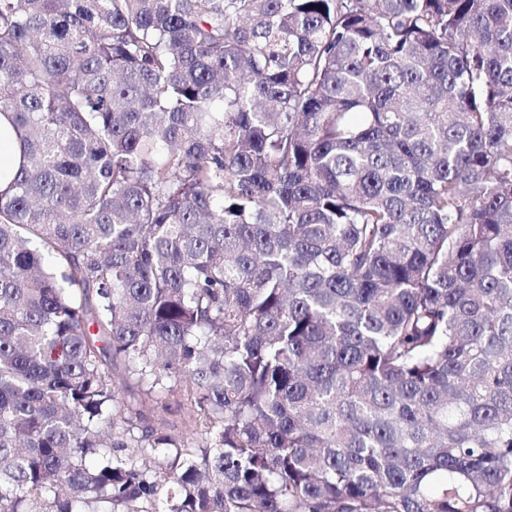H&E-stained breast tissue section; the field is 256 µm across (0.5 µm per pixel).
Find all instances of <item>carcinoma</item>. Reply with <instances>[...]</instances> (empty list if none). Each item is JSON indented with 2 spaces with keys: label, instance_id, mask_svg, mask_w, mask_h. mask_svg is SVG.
<instances>
[{
  "label": "carcinoma",
  "instance_id": "1",
  "mask_svg": "<svg viewBox=\"0 0 512 512\" xmlns=\"http://www.w3.org/2000/svg\"><path fill=\"white\" fill-rule=\"evenodd\" d=\"M0 114V512H512V0H0ZM19 160L18 139L14 129L5 116L0 115V191L5 190L9 184L7 174Z\"/></svg>",
  "mask_w": 512,
  "mask_h": 512
}]
</instances>
